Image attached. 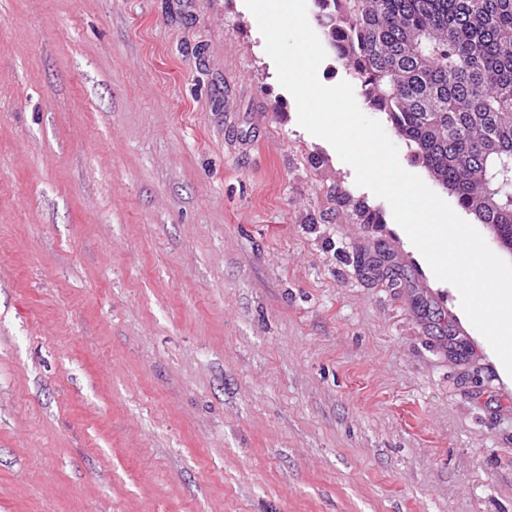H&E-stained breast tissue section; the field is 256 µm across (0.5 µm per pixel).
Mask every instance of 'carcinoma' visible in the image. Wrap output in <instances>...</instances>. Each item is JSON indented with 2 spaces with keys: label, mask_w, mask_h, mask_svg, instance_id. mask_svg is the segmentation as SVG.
<instances>
[{
  "label": "carcinoma",
  "mask_w": 512,
  "mask_h": 512,
  "mask_svg": "<svg viewBox=\"0 0 512 512\" xmlns=\"http://www.w3.org/2000/svg\"><path fill=\"white\" fill-rule=\"evenodd\" d=\"M336 59L459 207L512 228V0H316Z\"/></svg>",
  "instance_id": "1"
}]
</instances>
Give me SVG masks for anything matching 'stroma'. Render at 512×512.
Returning <instances> with one entry per match:
<instances>
[{"label": "stroma", "mask_w": 512, "mask_h": 512, "mask_svg": "<svg viewBox=\"0 0 512 512\" xmlns=\"http://www.w3.org/2000/svg\"><path fill=\"white\" fill-rule=\"evenodd\" d=\"M297 117L245 0H0V512H512V377Z\"/></svg>", "instance_id": "35a3bbf8"}]
</instances>
